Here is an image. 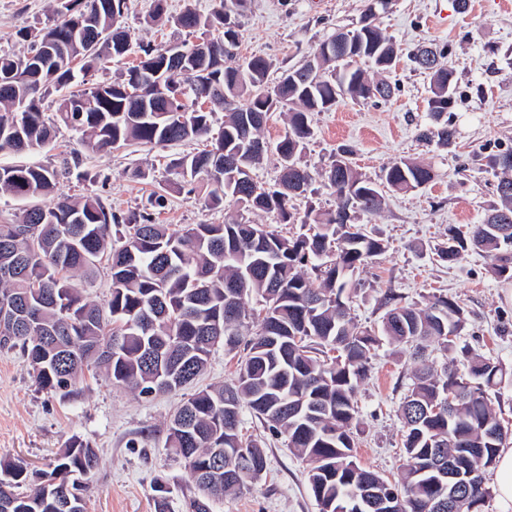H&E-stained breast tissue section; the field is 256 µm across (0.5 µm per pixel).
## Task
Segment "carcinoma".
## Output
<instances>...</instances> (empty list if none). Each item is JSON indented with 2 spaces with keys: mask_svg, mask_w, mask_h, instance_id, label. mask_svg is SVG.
Masks as SVG:
<instances>
[{
  "mask_svg": "<svg viewBox=\"0 0 512 512\" xmlns=\"http://www.w3.org/2000/svg\"><path fill=\"white\" fill-rule=\"evenodd\" d=\"M108 7L97 14L95 28L78 27L77 18L94 3ZM207 14L192 3L167 16V0H153L151 20L168 17L186 31L234 27L206 43L207 56H194L195 45L182 43L185 65H166L163 76L169 99L145 92L125 94L131 65L111 82L87 84L86 77L108 64L137 53L141 64L163 61L164 49L133 40L123 24L126 0H71L56 11L23 55L0 54V153L21 154L47 146L60 127L80 134L87 152L133 144L164 147L211 132L214 111L195 107L199 98L219 101L224 126L212 149L185 155L172 164L190 181H206L207 203L233 200L247 212L272 213L281 224H299L306 232L285 237L240 214L222 224H192L172 231L150 214L132 212L118 218L98 197L53 195L56 171L41 164L0 165V190L40 203L0 224V349L19 348L30 361L40 388L67 389L87 373L99 371L114 384L142 397L179 390L206 369L212 348L222 342L228 354L243 349L239 373L230 384L196 390L176 409L194 426L187 437L168 424V448L184 463L203 499L195 512H208V501L239 490L266 471V455L241 429L242 404L273 432L287 438L288 448L307 462L308 484L319 512H337L346 500L368 488H387L393 512H482L492 495L491 476L506 434L489 391L505 376L492 358L466 351L467 374L445 363L438 368L426 357L428 344L453 354L455 340L467 323L466 310L454 298L434 295L424 306L402 304L384 292L385 314L378 331L359 326L350 314L349 289L360 286V273L383 250L381 240L357 220L382 209L388 191L423 188L435 179L431 164L403 159L382 169L376 179L358 172L341 147L327 167L314 174L299 156L313 136L311 114L328 112L339 100L387 101L396 86L387 75L399 50L378 24L379 12L392 0H367L352 28L321 41L314 52L316 71L306 63L289 67L271 84L272 62L262 56L240 58L224 53L231 38L241 43L240 18L248 0H214ZM112 41V54L97 58L95 39ZM452 52L422 45L413 54L417 68L431 74L428 111L433 125L425 140L442 145L454 138L446 115L457 103ZM33 57L42 69L6 72ZM57 94L54 118L45 117L43 101ZM83 102V112H65V98ZM284 115L287 127L271 152L253 151L270 114ZM232 158L226 168L216 155ZM280 166L276 186L255 178L269 155ZM496 178L500 205L482 223L454 231L437 256L459 262L472 248L487 254L491 273L512 281V148L485 157ZM331 190L336 208L299 212L298 195L317 194L314 183ZM295 184L300 193L285 188ZM124 227V243L112 247L110 226ZM109 267L111 299L104 310L84 294L101 263ZM256 298L265 311L253 320ZM237 310L233 320L224 305ZM453 336H448V333ZM411 349L419 361L412 388L401 406L405 463L390 481L366 469L353 455L359 414L356 393L368 375L370 351L382 339ZM340 351V358L325 359ZM458 393L456 407L444 408L448 391ZM225 448H242L238 458L214 457ZM466 480L459 502L435 508L441 476L436 453ZM97 452L78 439L56 456L51 470L31 471L21 460L0 459V512H65L74 498V481L90 478L98 468Z\"/></svg>",
  "mask_w": 512,
  "mask_h": 512,
  "instance_id": "cac0c4a2",
  "label": "carcinoma"
}]
</instances>
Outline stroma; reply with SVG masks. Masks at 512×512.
Instances as JSON below:
<instances>
[{"instance_id":"35a3bbf8","label":"stroma","mask_w":512,"mask_h":512,"mask_svg":"<svg viewBox=\"0 0 512 512\" xmlns=\"http://www.w3.org/2000/svg\"><path fill=\"white\" fill-rule=\"evenodd\" d=\"M152 0H128L124 22L135 41L160 46L176 40L171 23L151 22ZM56 0H0V53L20 52L21 32L38 33L51 24ZM364 0H251L242 19V56L271 60L272 76L295 65L337 30L351 27ZM399 47L400 63L391 79L400 90L377 105L340 100L336 108L312 117L314 135L301 158L311 171L325 168L338 146H349L352 164L369 177L403 158H423L436 170L433 183L409 192H387L382 210L361 222L383 240L385 250L360 275L350 294L351 313L361 326L379 329L383 293L394 289L405 303L424 305L432 294L453 295L468 314L457 347L477 350L512 373V283L491 276L481 252L448 264L436 255L452 227L481 223L498 205L495 178L480 168L481 156L512 146V7L505 0H393L378 19ZM452 51L458 102L450 119L457 130L447 146L426 144L419 133L432 126L427 111L430 78L409 59L421 43ZM78 146L74 131L60 129L54 145L27 155H2L0 164L31 162L62 168ZM202 141L166 148L134 145L87 153L80 173L60 176L58 195L98 197L123 217L149 207L152 193L164 196L153 210L156 223L181 229L220 224L241 208L234 202L210 207L204 191L190 187L171 168L173 159L205 149ZM147 179L135 178L136 170ZM150 208V207H149ZM370 372L360 386L355 456L361 465L396 477L403 463V421L399 408L412 384L408 352L381 342L370 352ZM237 360L216 346L204 375L184 389L140 398L105 376H86L75 386L40 389L20 350H0V459L24 460L33 470L48 469L55 453L73 439L98 452L96 473L84 493L87 512H193L197 490L184 465L166 447L167 426L181 402L195 390L235 378ZM248 434L267 456L262 478L240 493L210 501V512H319L307 481V465L287 448L284 437L243 410ZM168 486L158 501L156 479Z\"/></svg>"}]
</instances>
